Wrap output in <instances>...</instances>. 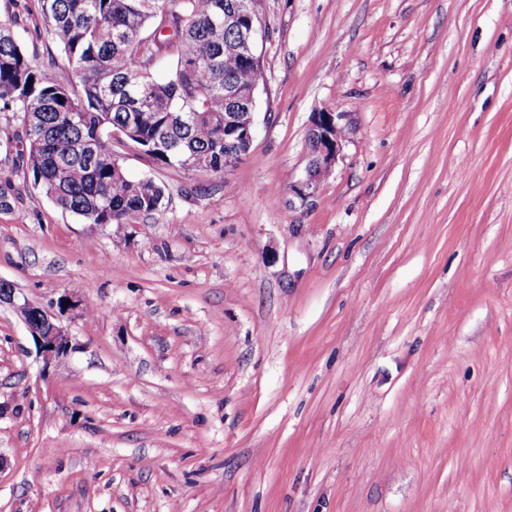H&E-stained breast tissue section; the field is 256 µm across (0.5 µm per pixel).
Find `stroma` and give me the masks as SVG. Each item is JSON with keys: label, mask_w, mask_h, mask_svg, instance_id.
<instances>
[{"label": "stroma", "mask_w": 512, "mask_h": 512, "mask_svg": "<svg viewBox=\"0 0 512 512\" xmlns=\"http://www.w3.org/2000/svg\"><path fill=\"white\" fill-rule=\"evenodd\" d=\"M258 9L247 157L112 145L161 216L62 211L0 114V279L71 340L0 305V512H512V0ZM343 118L341 112L313 113L309 127L308 163L304 176L291 187L296 199L305 201L314 195L319 187L321 176H327L332 171L336 158L344 140V127L340 123ZM0 303L7 302L23 310L22 320L33 337L39 352L47 359L63 356L69 348V336L59 324L56 315L28 301L17 305L14 288L0 280Z\"/></svg>", "instance_id": "35a3bbf8"}]
</instances>
